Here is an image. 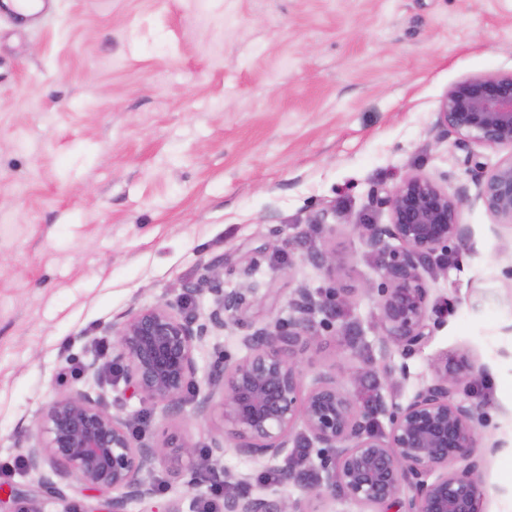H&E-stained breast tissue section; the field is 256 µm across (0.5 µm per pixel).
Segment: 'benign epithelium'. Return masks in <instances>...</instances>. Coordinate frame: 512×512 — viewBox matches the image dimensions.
I'll return each instance as SVG.
<instances>
[{
    "instance_id": "obj_1",
    "label": "benign epithelium",
    "mask_w": 512,
    "mask_h": 512,
    "mask_svg": "<svg viewBox=\"0 0 512 512\" xmlns=\"http://www.w3.org/2000/svg\"><path fill=\"white\" fill-rule=\"evenodd\" d=\"M438 116V124L462 147H512V72L455 83ZM467 195L463 187L451 197L434 181L410 175L381 201L389 209V223L356 226L366 246L381 256L383 348L411 355L428 343L424 275H434L435 256L448 242L467 240L469 228L459 222ZM478 197L498 223L512 224V156L478 182ZM390 240L399 242V249L388 250ZM211 293L213 306L203 320L156 304L112 323L117 377L165 416L185 412L186 394L194 390L193 415L219 414L244 453L289 462L305 447L335 449L336 461H324L317 482L307 490L391 508L400 504L407 487L413 495L405 512H481L477 463L472 460L476 408L453 399L461 383L483 373L481 367L465 355L446 357L408 404L391 409L380 397L369 409H357L326 374L304 394L297 347L320 340L311 316L325 303L299 288L290 300L298 318L270 322L243 336L248 354L220 363L200 381L197 350L211 331L235 318L246 300L240 291L213 288ZM379 414L389 415L386 433L376 427ZM133 423L89 389L74 388L51 401L23 455L27 471L37 475L36 484L12 494V512H43L42 498H65L62 483L70 478L88 490L114 492L108 512H128L130 503L157 495L151 478L155 465H167L176 479L216 465L213 454L199 456L188 438L172 432L146 440L134 432ZM459 461L465 462L462 469H448ZM224 512L303 510L298 500L254 495L241 479L237 491L224 497Z\"/></svg>"
}]
</instances>
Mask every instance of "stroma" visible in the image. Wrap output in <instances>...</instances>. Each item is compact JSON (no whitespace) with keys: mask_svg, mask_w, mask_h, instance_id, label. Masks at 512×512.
<instances>
[{"mask_svg":"<svg viewBox=\"0 0 512 512\" xmlns=\"http://www.w3.org/2000/svg\"><path fill=\"white\" fill-rule=\"evenodd\" d=\"M508 72L512 0H54L32 25L0 15V462L76 384L145 438L208 451L219 417L163 416L115 381L110 327L158 303L207 315L214 265L246 303L197 351L199 376L293 318L298 288L336 308L298 353L303 389L328 374L353 393L360 370L403 406L441 358L468 355L484 376L454 398L477 409L481 510L512 512V226L463 203L469 238L427 279L431 338L409 356L380 345L379 294L363 290L378 257L355 230L389 223L380 200L408 175L453 196L512 156L437 125L453 84ZM283 465L228 441L213 475L306 512H363L279 484ZM152 478L158 495L129 512H197L184 480Z\"/></svg>","mask_w":512,"mask_h":512,"instance_id":"obj_1","label":"stroma"}]
</instances>
